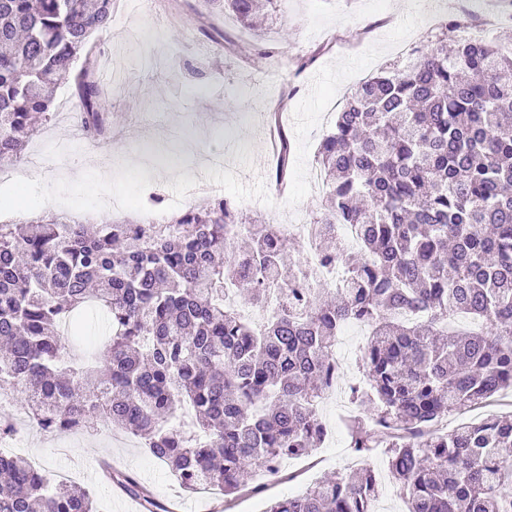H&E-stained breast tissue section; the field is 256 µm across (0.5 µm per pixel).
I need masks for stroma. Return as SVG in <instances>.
Wrapping results in <instances>:
<instances>
[{
	"label": "stroma",
	"mask_w": 512,
	"mask_h": 512,
	"mask_svg": "<svg viewBox=\"0 0 512 512\" xmlns=\"http://www.w3.org/2000/svg\"><path fill=\"white\" fill-rule=\"evenodd\" d=\"M493 0H285L273 30L257 37L230 15L211 14L204 0H116L109 28L99 33L102 57L115 78L105 99L104 136L78 128L69 85L57 92L56 115L27 144L16 172L33 170L37 150L61 156L52 170H35L29 183L0 185V224H23L37 215L68 213L85 224L107 211L96 192L93 157L111 159L118 173L112 192L128 200L117 220L137 219L144 189L165 207L184 190L216 189L246 214L272 224H291L322 211L325 193H313L309 170L317 146L337 112L364 76L377 74L419 40L442 36L429 28L439 12L459 20L456 38L483 31L496 43L512 42V22L497 19ZM267 42L271 55L255 50ZM309 58L297 70L296 56ZM284 130L291 145L287 189H280L266 153V131ZM145 161L150 180L126 174ZM356 405L341 395L322 402L318 413L328 434L309 456L289 459L293 481L259 472L266 499L298 494L325 476H348L356 468L344 418ZM22 455L38 459L50 476L69 472L73 482L92 485L99 512H117L125 494L100 479L99 462L136 473L160 505L182 500L181 512H210L201 494L183 493L166 466L125 431L105 435L34 433Z\"/></svg>",
	"instance_id": "obj_1"
}]
</instances>
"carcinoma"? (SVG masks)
<instances>
[{"label": "carcinoma", "instance_id": "obj_1", "mask_svg": "<svg viewBox=\"0 0 512 512\" xmlns=\"http://www.w3.org/2000/svg\"><path fill=\"white\" fill-rule=\"evenodd\" d=\"M260 32L280 0H205ZM114 0H0V165L21 158L72 77L85 132L103 95L94 33ZM88 68L75 70L80 55ZM316 162L327 206L310 222L336 287L304 288L290 239L226 198L180 213L175 233L61 216L0 224V388L19 387L47 432L117 425L144 439L190 494H259L255 467L325 437L316 405L337 332L365 325L366 382L351 395L350 448L385 449L408 512H512V415L441 433L446 414L512 389V53L485 39L439 42L357 85ZM357 225L358 254L333 231ZM232 292L265 313L256 327ZM91 309L103 346L73 361ZM110 480L147 497L131 473ZM379 481L315 482L267 512H373ZM0 512H97L91 490L0 458Z\"/></svg>", "mask_w": 512, "mask_h": 512}]
</instances>
